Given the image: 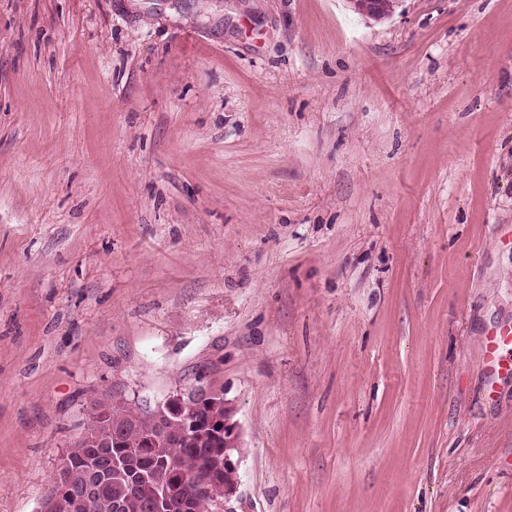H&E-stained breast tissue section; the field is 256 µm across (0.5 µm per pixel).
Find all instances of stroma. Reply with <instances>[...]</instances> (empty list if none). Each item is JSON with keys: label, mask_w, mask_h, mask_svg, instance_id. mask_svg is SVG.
I'll return each mask as SVG.
<instances>
[{"label": "stroma", "mask_w": 512, "mask_h": 512, "mask_svg": "<svg viewBox=\"0 0 512 512\" xmlns=\"http://www.w3.org/2000/svg\"><path fill=\"white\" fill-rule=\"evenodd\" d=\"M512 0H0V512L195 377L236 512H512ZM512 344V326H501L491 332L485 338L484 356L487 368L493 374L504 372L512 374V362L503 361L500 350Z\"/></svg>", "instance_id": "stroma-1"}]
</instances>
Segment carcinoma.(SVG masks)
I'll list each match as a JSON object with an SVG mask.
<instances>
[{"mask_svg":"<svg viewBox=\"0 0 512 512\" xmlns=\"http://www.w3.org/2000/svg\"><path fill=\"white\" fill-rule=\"evenodd\" d=\"M169 434L157 437L154 447L142 442L155 433L156 411H139L126 399L114 395L100 402L75 447L67 450L58 468L53 486L43 502L42 512H79L66 492L69 478H79L108 456H118L132 446L139 447L126 468L112 474V482L96 499L92 512H146L145 492L166 485L178 496H191L193 512H214L224 499V485L232 484L234 472L224 468V449L207 432V418L224 417V402L204 405L202 424L187 437L176 438L181 421L178 410L162 407Z\"/></svg>","mask_w":512,"mask_h":512,"instance_id":"carcinoma-1","label":"carcinoma"}]
</instances>
